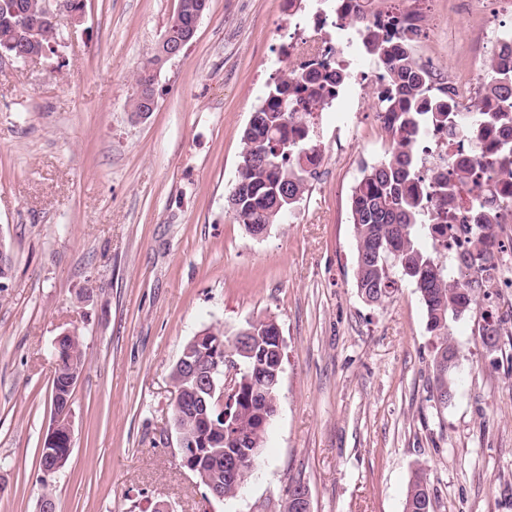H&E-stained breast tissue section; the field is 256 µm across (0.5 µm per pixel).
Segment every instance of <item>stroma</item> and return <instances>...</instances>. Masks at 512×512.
Here are the masks:
<instances>
[{
    "instance_id": "1",
    "label": "stroma",
    "mask_w": 512,
    "mask_h": 512,
    "mask_svg": "<svg viewBox=\"0 0 512 512\" xmlns=\"http://www.w3.org/2000/svg\"><path fill=\"white\" fill-rule=\"evenodd\" d=\"M60 14L56 51L0 61V512H39L52 345L77 330L73 449L52 482L56 512H284L305 484L312 512H403L412 472L433 512H512V253L452 322L460 379L436 399L435 338L416 288L365 303L355 282L351 190L375 141L367 119L337 139L324 113L322 170L292 220L250 235L226 196L241 134L288 47V0H212L185 53L155 80L142 121L128 101L177 0H84ZM424 49L442 73L487 68L471 35L510 24L488 0H426ZM507 333L486 348L488 316ZM259 319L284 339L278 411L238 497H207L179 464L171 373L200 331Z\"/></svg>"
}]
</instances>
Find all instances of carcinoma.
<instances>
[{"mask_svg": "<svg viewBox=\"0 0 512 512\" xmlns=\"http://www.w3.org/2000/svg\"><path fill=\"white\" fill-rule=\"evenodd\" d=\"M41 0H0V47L14 42V48L27 53L50 47L55 32L43 25L39 40L30 42L18 28L20 13L32 21L40 15ZM209 0H178L165 33L173 40L184 38L193 12ZM396 19L378 25L367 36V51L382 61L391 75L392 92L386 98L387 108L396 126L388 132L421 126L444 130L448 136L458 135L453 109L435 95L431 75L423 72L414 56L406 49L409 39L398 38ZM155 57L142 63L136 73V84L145 87L146 96L129 100L132 112L149 108L154 97L152 71ZM341 75L324 71L319 82L310 84L295 68H286L276 82L269 85L264 100L252 113L241 138V151L236 180L227 196V206L234 220L252 227L278 224L295 210L309 193L314 174L305 167L312 138L302 129L311 110L336 86ZM483 95L496 101L497 109L486 114L489 122L504 128L512 126V69L497 72L484 86ZM466 172L457 179L437 181L438 199L432 209L433 221L445 227L448 212L454 210L457 195L467 186ZM427 199L422 177L412 162L411 148L396 140L391 152L379 162L366 165L351 194V222L355 227L356 288L359 296L371 304H381L398 291L399 283L409 281L415 286L426 307L427 331L436 339L433 369L437 400L444 403L456 386V369L448 367V350L454 346L451 322L464 316L480 293L492 287L500 270V259L484 256L476 243L491 233L497 223L494 212L485 214V223L472 233L466 247L459 251L454 264L448 265L444 252L426 249L421 239L429 235L424 224ZM251 350L266 361L283 363L278 346L272 342L275 323L271 319L248 324ZM483 343L496 346L500 322H487L480 333ZM183 388V395L193 397L197 376L181 371L171 374ZM265 397L254 396L247 383L227 403L234 416L235 428L217 435L215 444L200 449L190 464L204 487L213 483L224 490V499L237 496L250 473L259 465V451L268 427L264 426ZM174 423L191 430H203L201 410L184 406ZM236 456L245 461L240 481L224 480V458ZM404 512H431V493L425 468L413 472L404 504Z\"/></svg>", "mask_w": 512, "mask_h": 512, "instance_id": "1", "label": "carcinoma"}]
</instances>
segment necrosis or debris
Here are the masks:
<instances>
[{"label": "necrosis or debris", "mask_w": 512, "mask_h": 512, "mask_svg": "<svg viewBox=\"0 0 512 512\" xmlns=\"http://www.w3.org/2000/svg\"><path fill=\"white\" fill-rule=\"evenodd\" d=\"M365 0H336L333 15L316 10L311 21H298L293 35L301 44H308L306 29L317 32L315 51L301 52V60H314L334 67L345 74L344 80L329 95L323 111L334 113L337 128L352 131L359 123L361 111L357 102L365 89L372 87L376 97H383L391 82L388 72L376 65L365 64L360 36L367 28L381 21L378 13L366 9ZM333 25L334 35L323 32ZM477 56L493 59L495 65L512 68V26L498 25L479 30L472 36ZM448 100L456 107V117L463 135L448 138L437 131H405L404 137L417 157L419 170L427 187H434L436 173L452 177L458 170H467L470 182L456 210L448 216V248L469 237L475 224L481 223L487 208H494L499 223L512 224V179L500 176L503 167H512V157L500 153L501 128L481 123L472 110L478 83L456 78L448 80Z\"/></svg>", "instance_id": "4bbe7bcc"}]
</instances>
